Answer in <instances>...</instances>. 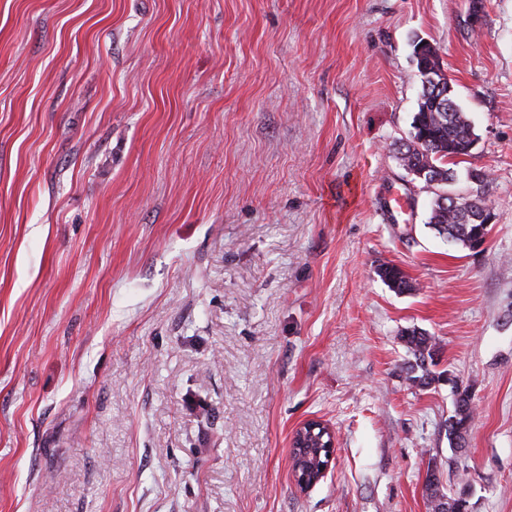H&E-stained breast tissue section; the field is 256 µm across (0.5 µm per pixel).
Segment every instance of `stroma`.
<instances>
[{"label":"stroma","instance_id":"1","mask_svg":"<svg viewBox=\"0 0 512 512\" xmlns=\"http://www.w3.org/2000/svg\"><path fill=\"white\" fill-rule=\"evenodd\" d=\"M417 38L477 135L449 192L490 179L473 249L395 159ZM432 462L512 512V0H0V512H429ZM377 273L390 288H394L400 293L412 291L415 288L414 283L406 276L403 270L395 264H382L377 269ZM402 339L413 358L406 367L407 379L420 387L430 386L435 381L429 367L433 365L439 344L437 339L416 328L403 331ZM456 391L454 414L448 418L446 425V433L449 443L458 447H462L465 437L471 426L473 419V396L467 387H462L457 382L453 386Z\"/></svg>","mask_w":512,"mask_h":512}]
</instances>
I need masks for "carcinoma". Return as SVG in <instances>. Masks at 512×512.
<instances>
[{
	"label": "carcinoma",
	"mask_w": 512,
	"mask_h": 512,
	"mask_svg": "<svg viewBox=\"0 0 512 512\" xmlns=\"http://www.w3.org/2000/svg\"><path fill=\"white\" fill-rule=\"evenodd\" d=\"M415 59L422 88L417 111L412 116L410 138L398 148L397 159L404 170L423 183V188L432 191L454 180V170L449 164L469 155L477 135L441 71L438 54L425 49ZM461 205L462 202L454 201L445 191L436 194L429 225L454 242L466 247L477 246L485 240L489 227L466 217ZM377 273L389 287L400 293L415 288L395 264H383ZM402 339L412 355V361L406 367L407 379L420 387L430 386L435 381L430 366L437 351V339L416 328L403 331ZM454 388L455 410L448 418L446 433L449 443L460 447L473 419V396L468 388L459 384ZM424 493L431 512H468L466 490L462 488L451 493L433 470L427 472Z\"/></svg>",
	"instance_id": "obj_1"
}]
</instances>
